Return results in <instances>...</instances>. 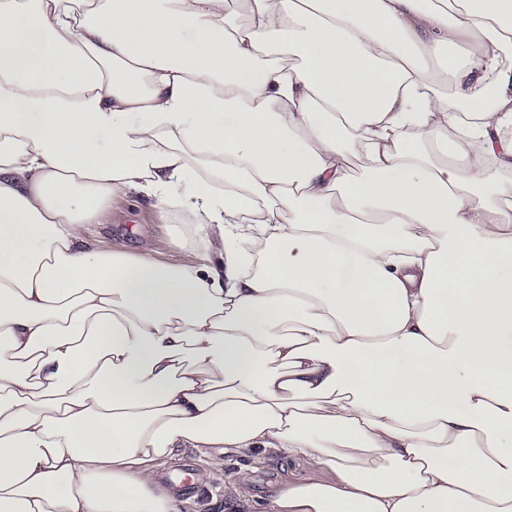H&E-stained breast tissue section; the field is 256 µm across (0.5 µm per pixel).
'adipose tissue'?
<instances>
[{"label": "adipose tissue", "mask_w": 512, "mask_h": 512, "mask_svg": "<svg viewBox=\"0 0 512 512\" xmlns=\"http://www.w3.org/2000/svg\"><path fill=\"white\" fill-rule=\"evenodd\" d=\"M511 169L512 0H0V512H512ZM187 220L172 216L164 206L145 195L132 192L112 202V209L103 224L85 225L84 233L113 250L147 252L153 258L171 264L190 263L191 250L174 251L170 240L178 232H186ZM222 457V465L210 466L193 449H183L177 460L160 471L158 479L164 486L174 488L167 481L174 474L186 469L193 473L206 471L209 474L206 485L198 484V494L191 503L185 505L184 512H226L231 510L224 506V482L233 479L243 466L253 469L252 478L243 489L244 494L260 505L265 502L270 488L275 485L294 484L310 477L327 480L334 477L331 471L320 470L305 459L285 455L247 457L229 448Z\"/></svg>", "instance_id": "obj_1"}]
</instances>
